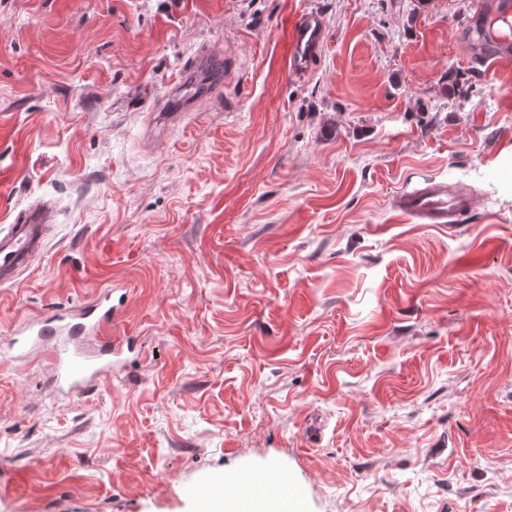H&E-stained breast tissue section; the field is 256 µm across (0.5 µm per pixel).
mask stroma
I'll use <instances>...</instances> for the list:
<instances>
[{
	"mask_svg": "<svg viewBox=\"0 0 512 512\" xmlns=\"http://www.w3.org/2000/svg\"><path fill=\"white\" fill-rule=\"evenodd\" d=\"M476 2L0 0V225L57 211L0 337L122 287L137 339L87 399L0 356V512H247L226 480L271 469L292 512H512V64ZM211 50L221 96L148 139ZM424 177L475 196L455 229L393 211ZM325 44V22L316 11H303L289 29V72L302 75L309 71Z\"/></svg>",
	"mask_w": 512,
	"mask_h": 512,
	"instance_id": "1",
	"label": "stroma"
}]
</instances>
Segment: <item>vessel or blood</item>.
<instances>
[{"mask_svg":"<svg viewBox=\"0 0 512 512\" xmlns=\"http://www.w3.org/2000/svg\"><path fill=\"white\" fill-rule=\"evenodd\" d=\"M486 9L498 30L512 28V0H488ZM325 44V22L315 11H304L289 29L291 74L309 71ZM216 87L192 90L175 83L159 106L153 122L161 128L180 122L198 101L216 94ZM393 209L402 217L427 224H456L474 208L470 192L445 181L425 180L398 192ZM53 220L51 203L40 201L21 211L13 223L0 226V287L18 283L48 245L47 229ZM127 304L125 295L99 292L84 303L58 306L48 313L16 324L0 338V353L22 362L32 355L45 357L52 370L54 391L64 397L81 396L110 380L124 355L125 340L114 329Z\"/></svg>","mask_w":512,"mask_h":512,"instance_id":"1","label":"vessel or blood"}]
</instances>
